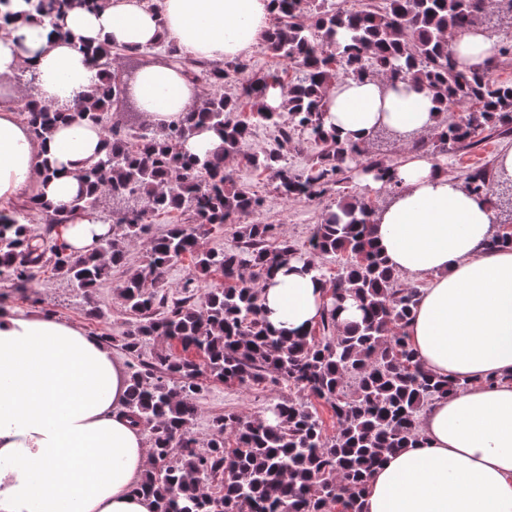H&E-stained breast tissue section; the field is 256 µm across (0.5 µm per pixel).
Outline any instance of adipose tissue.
<instances>
[{
  "mask_svg": "<svg viewBox=\"0 0 512 512\" xmlns=\"http://www.w3.org/2000/svg\"><path fill=\"white\" fill-rule=\"evenodd\" d=\"M0 30V75L28 68L42 102L71 103L99 80L84 47H137L168 39L194 59L245 56L271 26L270 0H72L62 35L28 18ZM459 69L473 70L497 43L481 24L449 34ZM146 120H180L199 97L181 69L145 67L138 76ZM439 120L429 89L376 73L336 82L325 128L368 145L386 126L425 136ZM104 146L99 127L68 122L36 139L14 104H0V209L35 191L53 206L82 189L81 171ZM55 168V175L44 172ZM391 201L373 216L375 244L388 264L427 275L404 331L425 369L468 377L467 388L436 400L420 419L419 444L388 454L370 477L363 512H512V248L487 249L496 233L489 203L409 155L396 168ZM260 300L276 334L316 324L325 290L302 262L264 283ZM127 368L74 322L48 313L0 312V512H154L137 493L149 450L122 408Z\"/></svg>",
  "mask_w": 512,
  "mask_h": 512,
  "instance_id": "1",
  "label": "adipose tissue"
}]
</instances>
